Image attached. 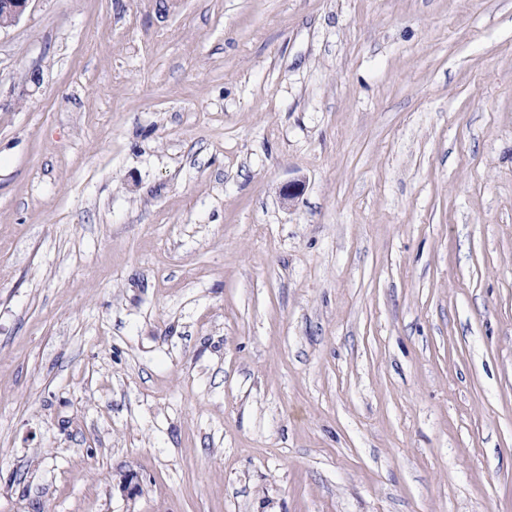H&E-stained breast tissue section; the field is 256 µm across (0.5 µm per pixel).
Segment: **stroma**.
Masks as SVG:
<instances>
[{"label": "stroma", "instance_id": "35a3bbf8", "mask_svg": "<svg viewBox=\"0 0 512 512\" xmlns=\"http://www.w3.org/2000/svg\"><path fill=\"white\" fill-rule=\"evenodd\" d=\"M0 512H512V0H30Z\"/></svg>", "mask_w": 512, "mask_h": 512}]
</instances>
